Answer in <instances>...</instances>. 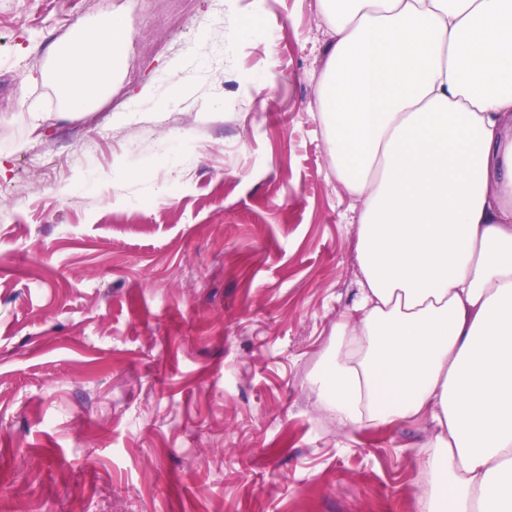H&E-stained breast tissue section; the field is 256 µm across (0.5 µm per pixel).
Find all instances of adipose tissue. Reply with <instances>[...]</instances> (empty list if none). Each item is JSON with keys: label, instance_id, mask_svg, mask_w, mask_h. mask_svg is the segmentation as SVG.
<instances>
[{"label": "adipose tissue", "instance_id": "obj_1", "mask_svg": "<svg viewBox=\"0 0 512 512\" xmlns=\"http://www.w3.org/2000/svg\"><path fill=\"white\" fill-rule=\"evenodd\" d=\"M336 179L359 279L310 380L348 429L427 423L420 512H512V0H316ZM106 13L51 49L62 109L123 71Z\"/></svg>", "mask_w": 512, "mask_h": 512}]
</instances>
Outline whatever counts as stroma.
Segmentation results:
<instances>
[{
	"label": "stroma",
	"mask_w": 512,
	"mask_h": 512,
	"mask_svg": "<svg viewBox=\"0 0 512 512\" xmlns=\"http://www.w3.org/2000/svg\"><path fill=\"white\" fill-rule=\"evenodd\" d=\"M112 11L124 77L62 114L48 48ZM328 41L315 0H0V512H419L429 427L310 390L357 273Z\"/></svg>",
	"instance_id": "1"
}]
</instances>
